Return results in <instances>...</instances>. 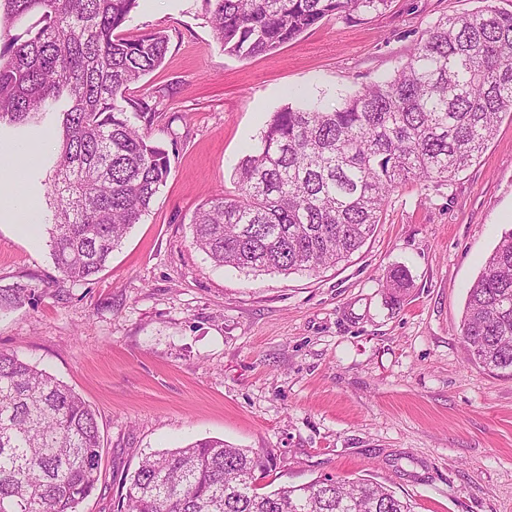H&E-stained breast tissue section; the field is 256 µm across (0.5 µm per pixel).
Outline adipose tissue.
Listing matches in <instances>:
<instances>
[{"mask_svg":"<svg viewBox=\"0 0 512 512\" xmlns=\"http://www.w3.org/2000/svg\"><path fill=\"white\" fill-rule=\"evenodd\" d=\"M31 144L29 140L12 136L0 142V185L9 187L7 193L0 194V213H6L8 224L34 242L44 222V213L34 190L21 180L20 173L41 166L44 157L32 152Z\"/></svg>","mask_w":512,"mask_h":512,"instance_id":"1","label":"adipose tissue"}]
</instances>
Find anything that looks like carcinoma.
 <instances>
[{
	"instance_id": "carcinoma-1",
	"label": "carcinoma",
	"mask_w": 512,
	"mask_h": 512,
	"mask_svg": "<svg viewBox=\"0 0 512 512\" xmlns=\"http://www.w3.org/2000/svg\"><path fill=\"white\" fill-rule=\"evenodd\" d=\"M224 54L249 59L322 21L360 23L391 0H205ZM139 0H0V29L28 15L27 39L0 43V129L25 128L64 100L52 184L51 256L62 279L88 281L148 212L170 173L149 129L159 101L126 90L163 62L162 31L129 38ZM512 112V12L488 4L442 15L407 62L334 107L273 113L237 170L238 195L194 214L192 245L248 272L316 271L348 260L409 180L450 183ZM36 287L0 289V312ZM459 336L469 360L512 371V228L469 289ZM90 406L69 386L0 352V512H79L100 479ZM271 453L218 438L153 451L114 512H412L377 482L326 477L262 492Z\"/></svg>"
}]
</instances>
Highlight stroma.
<instances>
[{
  "label": "stroma",
  "instance_id": "obj_1",
  "mask_svg": "<svg viewBox=\"0 0 512 512\" xmlns=\"http://www.w3.org/2000/svg\"><path fill=\"white\" fill-rule=\"evenodd\" d=\"M512 0H392L362 24L329 18L276 50L238 59L203 0H140L123 32L161 30V66L130 86L164 92L151 137L171 170L149 211L92 280L64 283L49 228L33 244L0 224V352L35 363L96 413L101 477L80 512H112L144 454L203 438L271 451L272 486L367 478L414 512H512V374L469 362L458 335L467 292L512 228V113L448 185L397 188L348 261L316 272L245 274L192 245V218L269 117L333 107L391 76L444 14ZM405 268L406 291L386 279ZM35 294L36 286L29 284L18 285L6 292L0 289V312L22 306L26 301L33 300Z\"/></svg>",
  "mask_w": 512,
  "mask_h": 512
}]
</instances>
